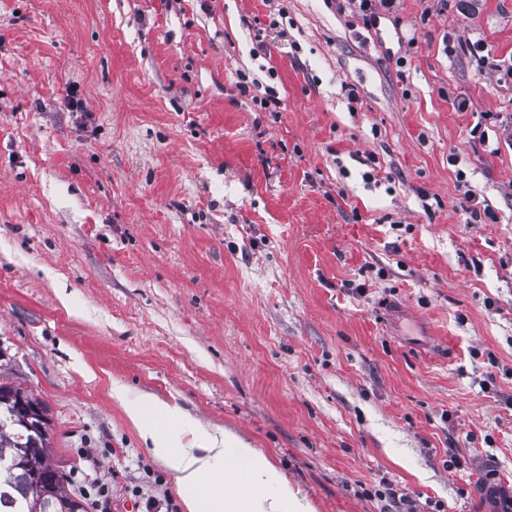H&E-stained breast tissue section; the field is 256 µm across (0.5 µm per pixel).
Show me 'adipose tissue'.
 <instances>
[{
    "label": "adipose tissue",
    "instance_id": "ef3b65f1",
    "mask_svg": "<svg viewBox=\"0 0 512 512\" xmlns=\"http://www.w3.org/2000/svg\"><path fill=\"white\" fill-rule=\"evenodd\" d=\"M126 412L152 452L169 464L186 512H314L260 449L226 433L200 436L191 448L179 446V435L193 424L162 402L134 401Z\"/></svg>",
    "mask_w": 512,
    "mask_h": 512
}]
</instances>
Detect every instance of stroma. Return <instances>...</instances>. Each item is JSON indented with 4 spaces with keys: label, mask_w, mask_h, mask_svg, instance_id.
<instances>
[{
    "label": "stroma",
    "mask_w": 512,
    "mask_h": 512,
    "mask_svg": "<svg viewBox=\"0 0 512 512\" xmlns=\"http://www.w3.org/2000/svg\"><path fill=\"white\" fill-rule=\"evenodd\" d=\"M0 380L47 407L86 512L96 472L110 512H145L136 485L185 512L116 384L315 512H397L383 480L483 512L512 484V0L372 27L337 0H0Z\"/></svg>",
    "instance_id": "obj_1"
}]
</instances>
